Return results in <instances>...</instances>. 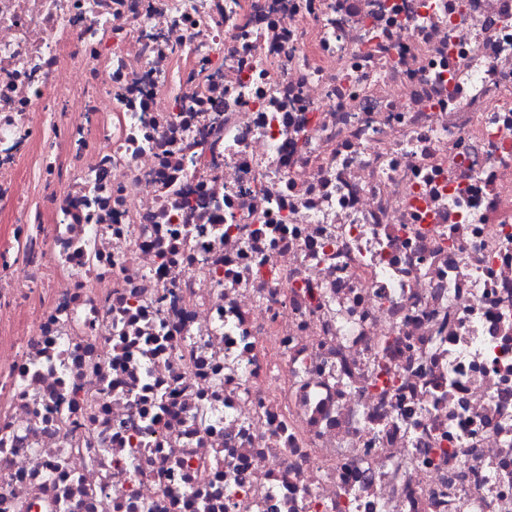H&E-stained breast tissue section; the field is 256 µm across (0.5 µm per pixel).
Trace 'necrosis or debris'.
Here are the masks:
<instances>
[{"label": "necrosis or debris", "mask_w": 512, "mask_h": 512, "mask_svg": "<svg viewBox=\"0 0 512 512\" xmlns=\"http://www.w3.org/2000/svg\"><path fill=\"white\" fill-rule=\"evenodd\" d=\"M0 214V512H512V0H0Z\"/></svg>", "instance_id": "obj_1"}]
</instances>
